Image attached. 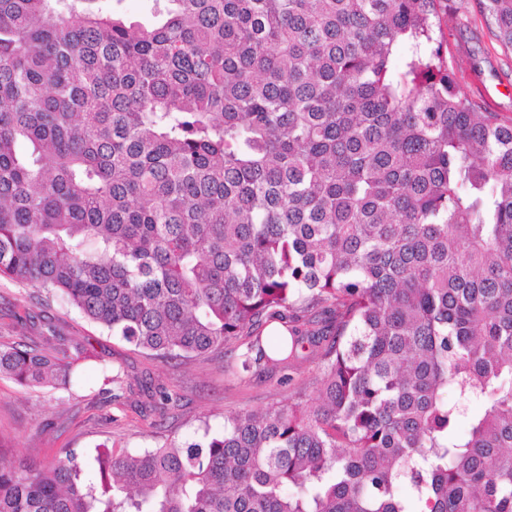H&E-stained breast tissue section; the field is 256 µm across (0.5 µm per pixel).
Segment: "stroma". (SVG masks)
Here are the masks:
<instances>
[{"label": "stroma", "instance_id": "obj_1", "mask_svg": "<svg viewBox=\"0 0 512 512\" xmlns=\"http://www.w3.org/2000/svg\"><path fill=\"white\" fill-rule=\"evenodd\" d=\"M459 16L443 21L440 35L448 46V65L463 89L504 117H512V54L503 52L479 11L478 0H458ZM48 317L61 335L84 339L93 357L79 361L68 389L46 393L33 401L12 381L0 379V433L8 436L9 458L26 459L39 449L50 460L62 448L84 449L85 468L91 452L105 439L139 450L157 446L167 436L201 438L204 428L218 431L226 415L243 409L259 410L287 399L293 385L316 371L312 361L245 379L225 375L230 353L209 360L169 365L133 351L66 302L46 300L37 289L0 278V336L30 341L40 332L33 317ZM124 367L130 379L152 378L176 392L178 400L164 414H141L135 398H113L103 392L104 378Z\"/></svg>", "mask_w": 512, "mask_h": 512}]
</instances>
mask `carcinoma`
I'll list each match as a JSON object with an SVG mask.
<instances>
[{"instance_id": "cac0c4a2", "label": "carcinoma", "mask_w": 512, "mask_h": 512, "mask_svg": "<svg viewBox=\"0 0 512 512\" xmlns=\"http://www.w3.org/2000/svg\"><path fill=\"white\" fill-rule=\"evenodd\" d=\"M98 2L0 0V276L162 362L317 373L91 474L0 435V512H512V118L448 66L456 0ZM43 327L0 378L67 388L88 349ZM108 8L114 7L124 17L133 22L150 24L160 19V12H163L168 2L165 0H115L109 2Z\"/></svg>"}]
</instances>
